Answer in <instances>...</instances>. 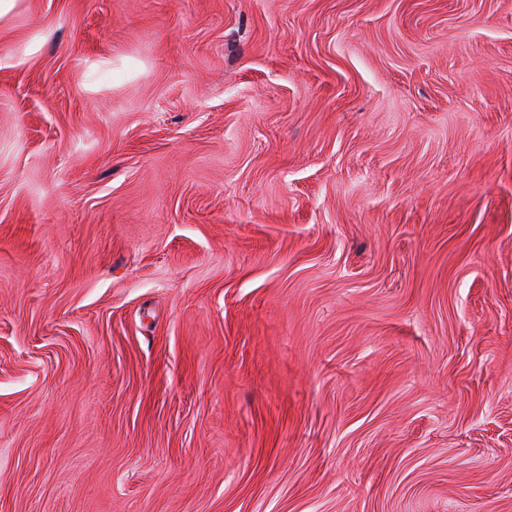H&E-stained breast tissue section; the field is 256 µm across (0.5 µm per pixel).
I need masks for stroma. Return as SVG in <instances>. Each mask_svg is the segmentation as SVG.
I'll return each mask as SVG.
<instances>
[{
	"label": "stroma",
	"instance_id": "obj_1",
	"mask_svg": "<svg viewBox=\"0 0 512 512\" xmlns=\"http://www.w3.org/2000/svg\"><path fill=\"white\" fill-rule=\"evenodd\" d=\"M0 512H512V0H18Z\"/></svg>",
	"mask_w": 512,
	"mask_h": 512
}]
</instances>
